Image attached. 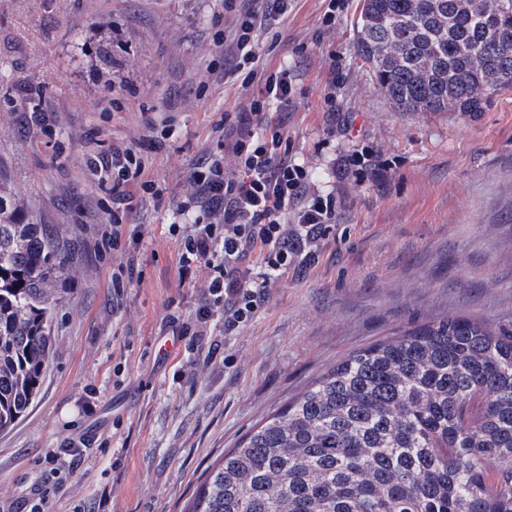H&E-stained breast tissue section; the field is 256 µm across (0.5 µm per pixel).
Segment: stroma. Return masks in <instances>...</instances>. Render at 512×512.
Listing matches in <instances>:
<instances>
[{"label":"stroma","mask_w":512,"mask_h":512,"mask_svg":"<svg viewBox=\"0 0 512 512\" xmlns=\"http://www.w3.org/2000/svg\"><path fill=\"white\" fill-rule=\"evenodd\" d=\"M323 8L295 0L260 41L269 68L296 76L292 152L323 184L365 145L394 166L340 195L317 263L281 276L247 325L213 329L223 351L207 360L185 338L156 353L205 282L180 279L165 207L141 200L140 242L87 247L112 201L84 158L102 142L133 145L166 197L187 192L237 99L221 75L197 82L224 62L210 52L224 28L216 0H0V189L50 225L67 264L51 285L38 394L0 432V512H183L226 449L348 354L448 315L512 322V92L475 115L396 111L357 50L360 0L331 34ZM330 93L351 115L332 137ZM34 110L45 125L27 122ZM158 113L173 119L162 143L145 138ZM130 261L138 274L115 294L112 273Z\"/></svg>","instance_id":"obj_1"}]
</instances>
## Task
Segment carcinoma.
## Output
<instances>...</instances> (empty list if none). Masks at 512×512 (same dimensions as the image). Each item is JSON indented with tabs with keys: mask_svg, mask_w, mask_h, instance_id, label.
Wrapping results in <instances>:
<instances>
[{
	"mask_svg": "<svg viewBox=\"0 0 512 512\" xmlns=\"http://www.w3.org/2000/svg\"><path fill=\"white\" fill-rule=\"evenodd\" d=\"M360 56L400 112L484 111L512 91L500 0H361ZM0 196V430L38 393L46 224ZM189 512H512V324L447 316L347 356L224 453Z\"/></svg>",
	"mask_w": 512,
	"mask_h": 512,
	"instance_id": "carcinoma-1",
	"label": "carcinoma"
}]
</instances>
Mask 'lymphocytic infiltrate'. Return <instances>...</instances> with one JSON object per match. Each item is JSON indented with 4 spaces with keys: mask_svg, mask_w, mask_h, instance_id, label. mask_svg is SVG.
Returning <instances> with one entry per match:
<instances>
[{
    "mask_svg": "<svg viewBox=\"0 0 512 512\" xmlns=\"http://www.w3.org/2000/svg\"><path fill=\"white\" fill-rule=\"evenodd\" d=\"M220 2L225 27L213 49L224 55V82L235 87L239 102L212 127L218 149L192 164L190 190L174 207L191 219L180 244L181 276L196 266L206 269L204 302L193 325L177 327L180 336L207 335L217 314L225 333L245 325L265 301L272 278L297 262L314 263L316 242L336 221L335 189L315 185L309 168L290 155L283 122L272 118L290 107L295 75L269 69L259 55L262 33L287 14L291 0ZM85 164L117 204L113 239L121 238L143 197L162 195L135 147H105ZM252 255L259 271L242 264Z\"/></svg>",
    "mask_w": 512,
    "mask_h": 512,
    "instance_id": "obj_1",
    "label": "lymphocytic infiltrate"
}]
</instances>
